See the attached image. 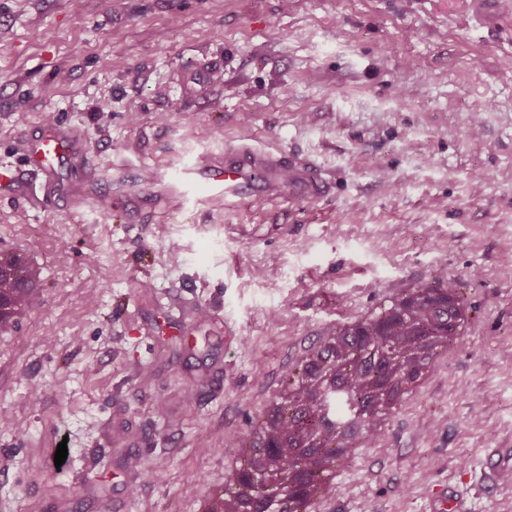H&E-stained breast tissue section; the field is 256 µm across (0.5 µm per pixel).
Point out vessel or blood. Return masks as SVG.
Here are the masks:
<instances>
[{"label":"vessel or blood","mask_w":512,"mask_h":512,"mask_svg":"<svg viewBox=\"0 0 512 512\" xmlns=\"http://www.w3.org/2000/svg\"><path fill=\"white\" fill-rule=\"evenodd\" d=\"M218 69L214 61L196 64L182 79V91L191 99L209 91ZM18 165H0V189L27 206L41 209L62 197L81 201L97 196L99 183L87 177L81 190H73L66 179L76 167L89 168L81 133L57 122L38 123L31 134L19 142ZM330 181L313 161L288 156L279 150L235 144L212 155L204 166H183L170 176L133 177L116 180L104 207L113 219L125 224L144 220L145 205L170 211L188 202L203 205L234 199L247 205L288 195L292 200H314L329 193ZM512 468V448H489L476 459L472 482L481 487L495 486L499 473ZM421 512H475L466 493L448 484L433 487Z\"/></svg>","instance_id":"vessel-or-blood-1"}]
</instances>
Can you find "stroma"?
Returning a JSON list of instances; mask_svg holds the SVG:
<instances>
[{
	"instance_id": "stroma-1",
	"label": "stroma",
	"mask_w": 512,
	"mask_h": 512,
	"mask_svg": "<svg viewBox=\"0 0 512 512\" xmlns=\"http://www.w3.org/2000/svg\"><path fill=\"white\" fill-rule=\"evenodd\" d=\"M206 59L223 82L183 97L184 70ZM46 119L84 133L106 192L122 166L202 165L240 142L307 156L332 188L142 224L0 194V242L36 256L44 289L0 340V512H198L308 348L433 280L457 287L470 319L428 382L336 461L323 505L418 512L430 484H462L499 446L512 426V0H0V163ZM168 294L205 316L172 318ZM117 412L133 435L104 440Z\"/></svg>"
}]
</instances>
